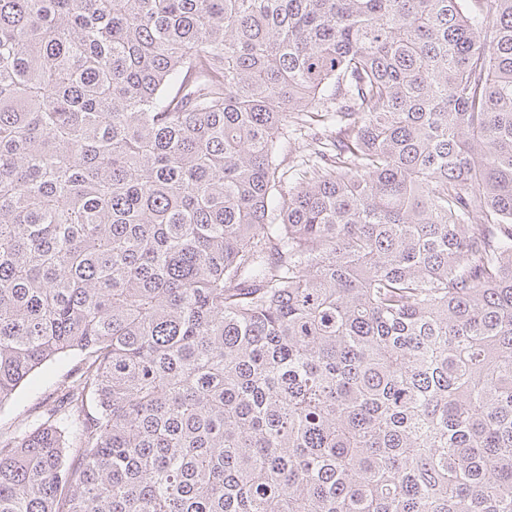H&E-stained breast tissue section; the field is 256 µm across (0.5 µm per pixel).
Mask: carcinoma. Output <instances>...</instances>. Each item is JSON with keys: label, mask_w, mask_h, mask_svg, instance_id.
Here are the masks:
<instances>
[{"label": "carcinoma", "mask_w": 512, "mask_h": 512, "mask_svg": "<svg viewBox=\"0 0 512 512\" xmlns=\"http://www.w3.org/2000/svg\"><path fill=\"white\" fill-rule=\"evenodd\" d=\"M67 354L0 512H512V0H0V407Z\"/></svg>", "instance_id": "obj_1"}]
</instances>
